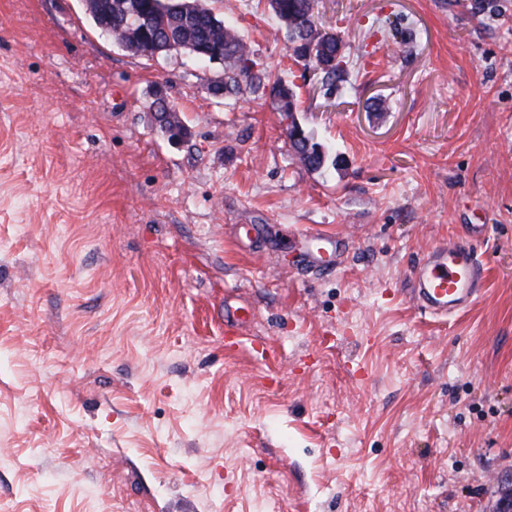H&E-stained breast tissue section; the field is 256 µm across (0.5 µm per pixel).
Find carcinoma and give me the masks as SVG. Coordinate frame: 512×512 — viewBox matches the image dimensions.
<instances>
[{
	"label": "carcinoma",
	"mask_w": 512,
	"mask_h": 512,
	"mask_svg": "<svg viewBox=\"0 0 512 512\" xmlns=\"http://www.w3.org/2000/svg\"><path fill=\"white\" fill-rule=\"evenodd\" d=\"M275 17L288 33L289 51L296 61L312 63L323 73V80L333 84L348 74L349 54L341 37L329 32L315 20V0H269ZM102 28L112 30V37L126 39L128 52L148 60L157 53L176 45L196 52L194 60L209 64V55L219 50L224 53L223 81L210 91H224L238 95L246 86L257 92L264 86L265 75L246 43L237 31L232 18H217L206 8L203 0H111L109 11L98 19ZM270 94L286 97L279 106L283 116L289 118L296 111V94H284V84L277 80L270 86ZM157 100L150 111L166 115L167 128L184 130L186 126L178 113ZM290 145L299 160L310 170L321 171L337 165L340 154L327 145L314 140L306 131L300 138L289 137Z\"/></svg>",
	"instance_id": "obj_1"
}]
</instances>
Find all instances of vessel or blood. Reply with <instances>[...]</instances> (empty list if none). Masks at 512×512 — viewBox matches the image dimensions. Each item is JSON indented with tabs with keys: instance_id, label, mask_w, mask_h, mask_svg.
<instances>
[{
	"instance_id": "b4317fda",
	"label": "vessel or blood",
	"mask_w": 512,
	"mask_h": 512,
	"mask_svg": "<svg viewBox=\"0 0 512 512\" xmlns=\"http://www.w3.org/2000/svg\"><path fill=\"white\" fill-rule=\"evenodd\" d=\"M484 272L470 245L451 242L432 249L413 272L415 298L430 314L468 308L483 285Z\"/></svg>"
}]
</instances>
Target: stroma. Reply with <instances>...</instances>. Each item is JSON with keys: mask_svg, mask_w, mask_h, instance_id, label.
<instances>
[{"mask_svg": "<svg viewBox=\"0 0 512 512\" xmlns=\"http://www.w3.org/2000/svg\"><path fill=\"white\" fill-rule=\"evenodd\" d=\"M472 2L316 0L358 56L331 89L266 0H205L335 145L321 172L269 93L208 94L223 65L131 55L82 0H0V512H493L512 0ZM159 87L182 143L151 121ZM451 240L485 282L436 317L412 269ZM290 131L297 135L299 128H293L291 120L288 123V133ZM301 136L295 139L289 135L291 148L298 156L299 160L310 170L321 171L326 170L329 163L336 168L340 154L327 145L314 141V138L302 128L300 131Z\"/></svg>", "mask_w": 512, "mask_h": 512, "instance_id": "stroma-1", "label": "stroma"}]
</instances>
